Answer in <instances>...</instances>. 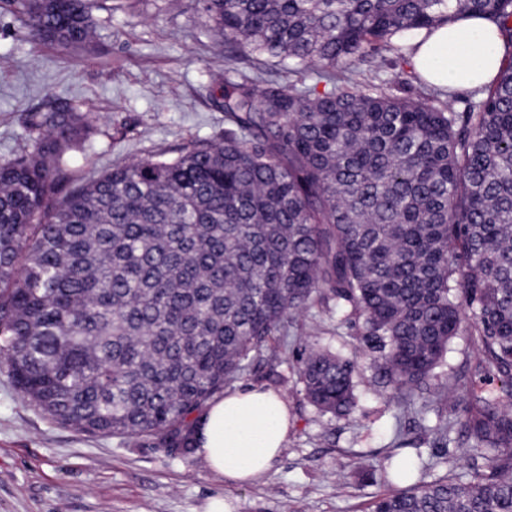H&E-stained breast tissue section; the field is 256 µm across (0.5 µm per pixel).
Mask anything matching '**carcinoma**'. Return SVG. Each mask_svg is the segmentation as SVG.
I'll list each match as a JSON object with an SVG mask.
<instances>
[{"instance_id":"1","label":"carcinoma","mask_w":512,"mask_h":512,"mask_svg":"<svg viewBox=\"0 0 512 512\" xmlns=\"http://www.w3.org/2000/svg\"><path fill=\"white\" fill-rule=\"evenodd\" d=\"M26 36L85 48L88 0H12ZM224 44L327 85L215 80L224 140L73 179L87 122L65 99L27 114V149L0 162V354L22 397L88 436L195 448L199 415L251 365L288 360L285 316L322 293L361 321L400 415L474 463L377 495L370 512H512V56L467 112L395 97L353 75L410 35L463 18L512 46V0H198ZM478 390L441 378L462 318ZM321 414L356 407L357 362L296 359ZM481 463H476V460ZM408 480L439 466L385 456Z\"/></svg>"}]
</instances>
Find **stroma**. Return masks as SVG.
I'll use <instances>...</instances> for the list:
<instances>
[{
  "mask_svg": "<svg viewBox=\"0 0 512 512\" xmlns=\"http://www.w3.org/2000/svg\"><path fill=\"white\" fill-rule=\"evenodd\" d=\"M93 16V45L63 50L27 40L17 13L0 0V162L24 150L21 118L48 95L71 100L85 116L92 148L75 154L73 165L91 177L155 153L176 156L195 140H222L224 112L211 89L225 66L290 82L270 61L225 62L195 0H97ZM377 76L396 96L434 92L410 61L388 54L362 65L358 80ZM286 320L289 354L308 338L357 360L358 406L349 418L320 415L301 392L295 362L251 367L233 389L277 387L290 419L286 448L252 484L229 485L192 453L52 422L0 369V512H205L213 498L231 512H364L372 496L396 488L381 473L363 481L362 472L387 454L398 425L424 456H447L456 473L468 471L466 450L431 433L436 414L394 420L392 392L377 382L358 321L325 312L316 299Z\"/></svg>",
  "mask_w": 512,
  "mask_h": 512,
  "instance_id": "obj_1",
  "label": "stroma"
}]
</instances>
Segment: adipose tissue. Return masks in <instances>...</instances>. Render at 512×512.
I'll use <instances>...</instances> for the list:
<instances>
[{
    "instance_id": "obj_1",
    "label": "adipose tissue",
    "mask_w": 512,
    "mask_h": 512,
    "mask_svg": "<svg viewBox=\"0 0 512 512\" xmlns=\"http://www.w3.org/2000/svg\"><path fill=\"white\" fill-rule=\"evenodd\" d=\"M412 61L423 80L466 91L490 83L504 59L495 27L481 19L420 36ZM288 438V405L271 389H240L210 401L196 427V456L234 485L260 479Z\"/></svg>"
}]
</instances>
